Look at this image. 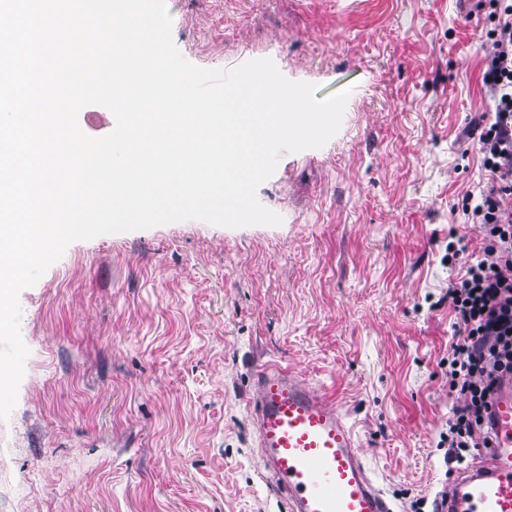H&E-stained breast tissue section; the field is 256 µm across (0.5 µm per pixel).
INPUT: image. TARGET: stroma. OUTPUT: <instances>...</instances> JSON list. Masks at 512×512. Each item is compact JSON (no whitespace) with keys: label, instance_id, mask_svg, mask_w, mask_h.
Wrapping results in <instances>:
<instances>
[{"label":"stroma","instance_id":"stroma-1","mask_svg":"<svg viewBox=\"0 0 512 512\" xmlns=\"http://www.w3.org/2000/svg\"><path fill=\"white\" fill-rule=\"evenodd\" d=\"M185 59H271L338 133L257 190L277 226L200 220L72 243L20 294L30 354L0 421V512H288L253 426L254 373L288 367L347 416L397 512L455 478L440 436L458 231L488 173L473 134L480 0H166Z\"/></svg>","mask_w":512,"mask_h":512}]
</instances>
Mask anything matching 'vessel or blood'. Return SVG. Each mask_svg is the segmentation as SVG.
<instances>
[{
  "label": "vessel or blood",
  "instance_id": "vessel-or-blood-1",
  "mask_svg": "<svg viewBox=\"0 0 512 512\" xmlns=\"http://www.w3.org/2000/svg\"><path fill=\"white\" fill-rule=\"evenodd\" d=\"M254 424L268 471L289 512H395L370 477L353 426L322 392L288 368L255 375ZM489 447L459 473L433 512H512V378L498 381Z\"/></svg>",
  "mask_w": 512,
  "mask_h": 512
}]
</instances>
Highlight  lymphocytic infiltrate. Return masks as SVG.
I'll return each mask as SVG.
<instances>
[{
    "mask_svg": "<svg viewBox=\"0 0 512 512\" xmlns=\"http://www.w3.org/2000/svg\"><path fill=\"white\" fill-rule=\"evenodd\" d=\"M482 82L494 97L478 138L489 182L464 198L483 229L482 254H470L461 237L448 245L449 261L460 266L448 285L456 317L448 385L457 403L447 440L455 458L488 445L489 400L497 381L512 374V0H497Z\"/></svg>",
    "mask_w": 512,
    "mask_h": 512,
    "instance_id": "lymphocytic-infiltrate-1",
    "label": "lymphocytic infiltrate"
}]
</instances>
